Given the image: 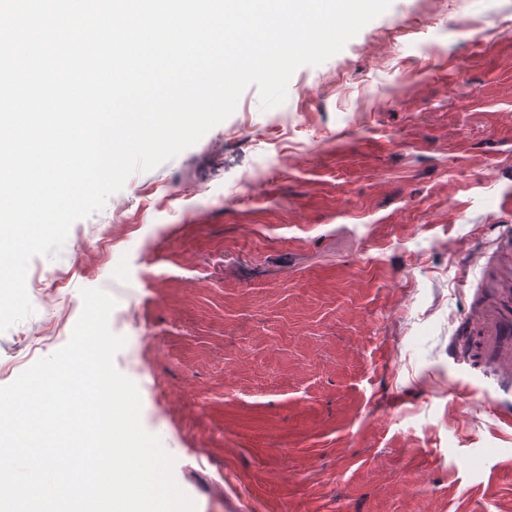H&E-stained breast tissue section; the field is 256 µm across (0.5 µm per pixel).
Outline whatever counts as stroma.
I'll list each match as a JSON object with an SVG mask.
<instances>
[{"mask_svg":"<svg viewBox=\"0 0 512 512\" xmlns=\"http://www.w3.org/2000/svg\"><path fill=\"white\" fill-rule=\"evenodd\" d=\"M507 260L512 0H392L284 104L248 87L33 258L46 288L0 364L102 287L196 512H512V374L474 346Z\"/></svg>","mask_w":512,"mask_h":512,"instance_id":"1","label":"stroma"}]
</instances>
